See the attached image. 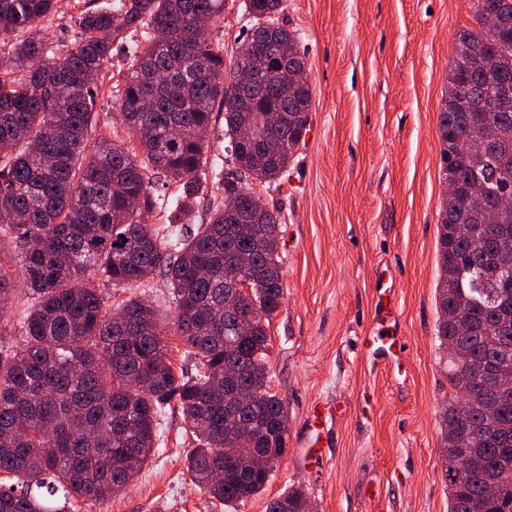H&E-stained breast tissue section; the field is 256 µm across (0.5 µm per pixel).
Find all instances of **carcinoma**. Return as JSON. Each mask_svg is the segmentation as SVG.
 Returning <instances> with one entry per match:
<instances>
[{
  "label": "carcinoma",
  "instance_id": "1",
  "mask_svg": "<svg viewBox=\"0 0 512 512\" xmlns=\"http://www.w3.org/2000/svg\"><path fill=\"white\" fill-rule=\"evenodd\" d=\"M251 28L228 64L202 20L224 15V0H115L83 11L79 38L62 56L37 29L55 0H0V315L16 304L19 265L33 303L23 313V346L4 345L0 327V512H67L48 497L102 501L138 476L153 455L160 417L181 409L196 442L192 482L229 505L265 489L288 445V409L269 391L270 320L285 294L279 215L253 203L250 180L288 176L312 108L308 81L279 84L258 45L306 75L297 31L279 22L283 0H245ZM501 24L486 31L489 16ZM476 27L456 34L439 114L444 180L437 226L436 336L447 351L450 389L441 419L448 512H512V208L494 221L463 201L478 182L499 201L512 179V105L494 110L512 86V0H475ZM146 29L143 42L129 30ZM129 43L130 74L118 106L128 140L92 137L99 87L91 77ZM254 71L258 96L230 94L225 75ZM224 112L232 167L217 175L234 212L175 236L149 223L156 179L180 186L176 211L194 208L207 164L212 112ZM277 117L269 144L243 141L246 127ZM247 263L252 295L224 306L225 270ZM175 315L131 296L105 305L94 280L134 288L157 272ZM176 336L199 360L176 371ZM467 419L456 417L460 400ZM269 462L253 470L224 453L226 438ZM15 483H9L11 479ZM300 488L266 512H308Z\"/></svg>",
  "mask_w": 512,
  "mask_h": 512
}]
</instances>
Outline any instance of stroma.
Returning a JSON list of instances; mask_svg holds the SVG:
<instances>
[{"label": "stroma", "mask_w": 512, "mask_h": 512, "mask_svg": "<svg viewBox=\"0 0 512 512\" xmlns=\"http://www.w3.org/2000/svg\"><path fill=\"white\" fill-rule=\"evenodd\" d=\"M110 0H58L47 24L54 45L77 38L75 19ZM474 0H284L281 22L297 30L312 87L309 129L288 182L254 183L280 214L285 299L270 323L271 393L288 408V449L262 493L226 507L192 482V447L180 409H168L152 459L125 490L77 501V512H266L302 488L315 512H448L441 416L448 373L435 336L439 204L446 189L438 138L454 34L471 24ZM243 0H225L209 33L225 57L244 40ZM130 60L114 52L98 76L99 130L124 136L116 109ZM224 115L214 112L205 192L191 217L208 220L225 163ZM395 278V316L406 343L404 375L370 368L357 338L376 316L382 269ZM109 306L137 293L172 316L163 275L136 291L101 287ZM370 407L361 410V395ZM330 404L332 420H311Z\"/></svg>", "instance_id": "stroma-1"}]
</instances>
